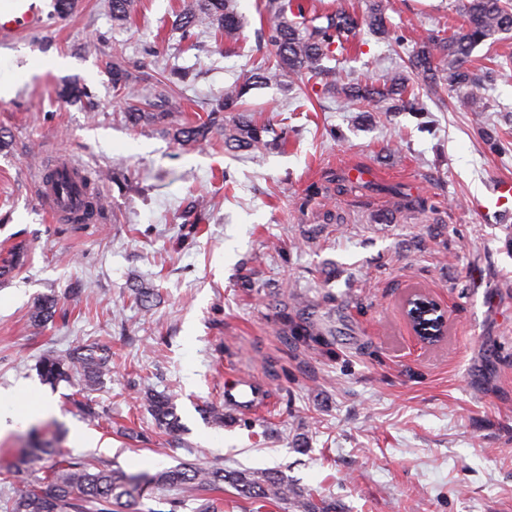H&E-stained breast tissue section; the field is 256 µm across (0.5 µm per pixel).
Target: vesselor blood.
Listing matches in <instances>:
<instances>
[{
	"mask_svg": "<svg viewBox=\"0 0 512 512\" xmlns=\"http://www.w3.org/2000/svg\"><path fill=\"white\" fill-rule=\"evenodd\" d=\"M42 15L32 0H0V40L41 25ZM92 179L84 169L57 161L44 171L38 185L42 210L58 224H91L95 217L86 205L85 188ZM467 206L483 223H501L512 213V179L489 181L482 194L471 196Z\"/></svg>",
	"mask_w": 512,
	"mask_h": 512,
	"instance_id": "b4317fda",
	"label": "vessel or blood"
}]
</instances>
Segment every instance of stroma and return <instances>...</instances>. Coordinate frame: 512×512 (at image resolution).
I'll list each match as a JSON object with an SVG mask.
<instances>
[{"instance_id": "obj_1", "label": "stroma", "mask_w": 512, "mask_h": 512, "mask_svg": "<svg viewBox=\"0 0 512 512\" xmlns=\"http://www.w3.org/2000/svg\"><path fill=\"white\" fill-rule=\"evenodd\" d=\"M42 3V27L0 43L15 85L0 99V395L53 410L1 435L0 456L55 437L64 456L128 473L198 462L275 470L292 490L259 507L227 485L218 512H305L318 497L336 512H512V237L465 205L512 178V32L468 63L498 71L486 111L418 75L417 111L365 119L334 80L405 70L413 47L466 26L462 0H385L388 38L361 30L322 73L251 90L275 137L229 152L216 130L193 147L169 120L131 125L105 62L119 49L140 64L143 95L156 71L188 72L185 116L206 121L225 87L274 63L263 0H236L238 41L201 28L194 46L172 26L184 0H136L123 24L109 0L65 16ZM75 86L94 110L69 104ZM62 153L92 175L97 223L40 210L39 174ZM414 289L447 306L443 342L412 337ZM80 346L110 357L94 390L42 381L41 357ZM242 382L263 407L225 402ZM151 390L173 397L178 431L155 422Z\"/></svg>"}]
</instances>
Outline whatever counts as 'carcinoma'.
<instances>
[{
    "instance_id": "cac0c4a2",
    "label": "carcinoma",
    "mask_w": 512,
    "mask_h": 512,
    "mask_svg": "<svg viewBox=\"0 0 512 512\" xmlns=\"http://www.w3.org/2000/svg\"><path fill=\"white\" fill-rule=\"evenodd\" d=\"M133 0H110L112 20L125 22L130 17ZM463 13L466 31L447 40L432 37L419 45L409 58L410 70L437 86L444 73H450L454 85L467 95L474 112H483L487 105L483 90L485 78L467 67L472 50L496 36L512 30V0H464ZM307 5L302 0H266L264 36L273 47L275 70L254 73L241 85L234 84L224 91V100L211 110L213 117L207 123H186L175 129V138L182 143L205 140L215 114L234 113L233 119L220 128L224 133V147L228 150L256 149L265 145L264 134L269 129L251 119L245 108L244 95L254 86L265 84L286 72L301 76L320 70L323 59L333 54L332 47L342 36L356 33L364 26L375 35L387 34L388 26L384 0H367L362 16L343 9L324 15L326 24L315 26L307 20ZM212 26L226 41L236 39L241 21L233 0H191L177 15L176 28L185 38L194 35L200 26ZM116 90H131L142 80L136 66L119 53L106 62ZM181 78L178 73L163 81L164 89L149 101V109L133 108L126 113L127 120L136 125L154 117H168L178 111L179 103L169 91L171 79ZM409 78L401 73L387 77L383 85L361 87L357 84L333 86L343 106L357 112H376L381 103L389 111L414 108L407 99ZM56 301L47 297L36 305L34 319L46 322L53 317ZM107 365V358L91 349L73 351L65 356L49 355L39 365L40 376L55 385L80 376L84 387L96 384ZM151 412L159 424L171 431L178 429V417L171 397L155 395L150 399ZM227 483L238 495L253 500H286L288 484L274 472L261 476L245 472H227L195 463L160 470L153 475L127 474L106 465L84 461L61 460L31 488L18 498L5 504V512H134L148 489H174L192 497L208 491L222 489Z\"/></svg>"
}]
</instances>
